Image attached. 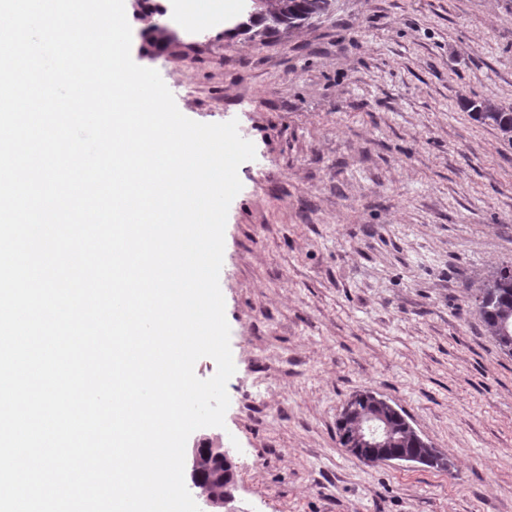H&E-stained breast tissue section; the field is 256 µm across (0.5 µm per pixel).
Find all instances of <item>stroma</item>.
Returning a JSON list of instances; mask_svg holds the SVG:
<instances>
[{"instance_id":"stroma-1","label":"stroma","mask_w":512,"mask_h":512,"mask_svg":"<svg viewBox=\"0 0 512 512\" xmlns=\"http://www.w3.org/2000/svg\"><path fill=\"white\" fill-rule=\"evenodd\" d=\"M331 3L260 43L222 24L240 0H125L133 60L256 151L219 275L230 405L188 442L229 441L237 512H512V356L474 314L487 271L512 262V144L467 106L512 112V0ZM149 7L168 49L143 38ZM363 390L450 470L340 448Z\"/></svg>"}]
</instances>
